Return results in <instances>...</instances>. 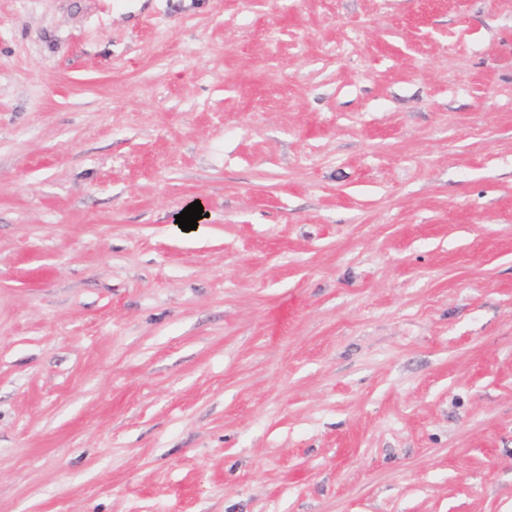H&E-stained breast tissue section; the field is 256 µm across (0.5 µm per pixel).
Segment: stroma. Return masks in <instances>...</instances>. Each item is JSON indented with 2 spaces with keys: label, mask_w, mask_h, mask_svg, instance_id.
Segmentation results:
<instances>
[{
  "label": "stroma",
  "mask_w": 512,
  "mask_h": 512,
  "mask_svg": "<svg viewBox=\"0 0 512 512\" xmlns=\"http://www.w3.org/2000/svg\"><path fill=\"white\" fill-rule=\"evenodd\" d=\"M0 512H512V0H0Z\"/></svg>",
  "instance_id": "obj_1"
}]
</instances>
